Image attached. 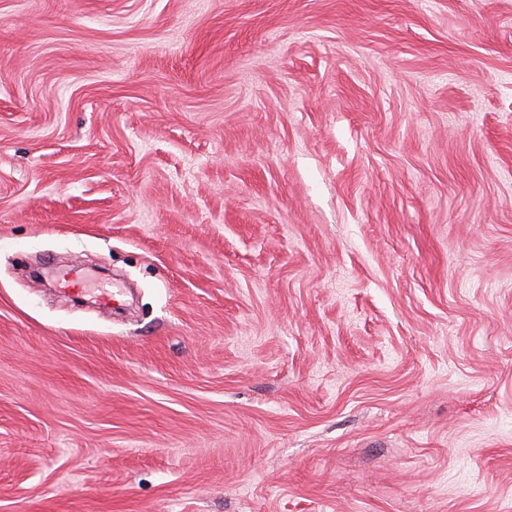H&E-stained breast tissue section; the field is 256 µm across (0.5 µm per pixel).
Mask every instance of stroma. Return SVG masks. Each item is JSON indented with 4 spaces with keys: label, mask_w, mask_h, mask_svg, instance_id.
<instances>
[{
    "label": "stroma",
    "mask_w": 512,
    "mask_h": 512,
    "mask_svg": "<svg viewBox=\"0 0 512 512\" xmlns=\"http://www.w3.org/2000/svg\"><path fill=\"white\" fill-rule=\"evenodd\" d=\"M0 512H512V0H0Z\"/></svg>",
    "instance_id": "stroma-1"
}]
</instances>
